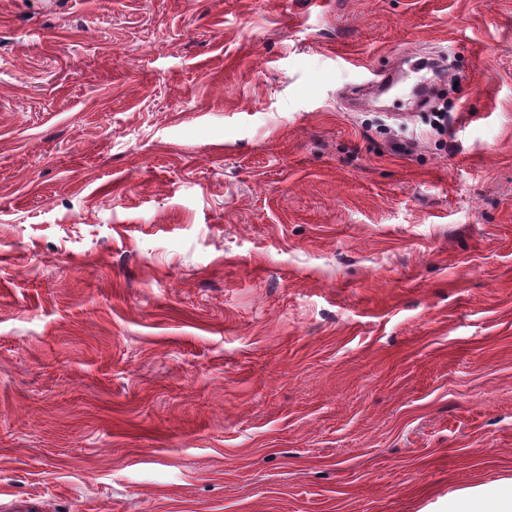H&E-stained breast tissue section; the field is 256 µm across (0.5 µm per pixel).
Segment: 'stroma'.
<instances>
[{"label": "stroma", "instance_id": "obj_1", "mask_svg": "<svg viewBox=\"0 0 512 512\" xmlns=\"http://www.w3.org/2000/svg\"><path fill=\"white\" fill-rule=\"evenodd\" d=\"M510 479L512 0H0V512Z\"/></svg>", "mask_w": 512, "mask_h": 512}]
</instances>
